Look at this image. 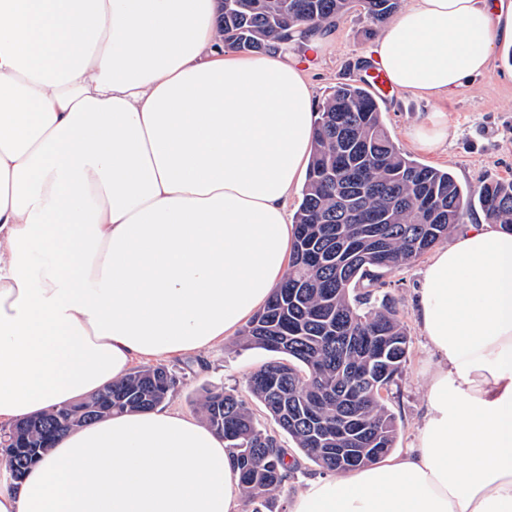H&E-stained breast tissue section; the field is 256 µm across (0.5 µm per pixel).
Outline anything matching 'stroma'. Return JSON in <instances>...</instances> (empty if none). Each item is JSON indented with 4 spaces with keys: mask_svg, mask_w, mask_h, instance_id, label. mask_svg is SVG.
Masks as SVG:
<instances>
[{
    "mask_svg": "<svg viewBox=\"0 0 512 512\" xmlns=\"http://www.w3.org/2000/svg\"><path fill=\"white\" fill-rule=\"evenodd\" d=\"M325 40L318 50H289L299 60L311 81L315 103H322L337 85L362 80L366 71L362 56L377 35L375 27L354 11L324 28ZM385 125L400 150L427 165L449 170L466 188L482 182L512 180V45L497 47L488 69L467 80L446 100L422 99L402 92L380 97ZM434 112L448 115L447 143L433 153L420 151L409 138L410 131ZM429 263L421 257L410 266L381 278L380 293L388 295L403 322L408 355L401 374L392 384L387 405L398 423L396 452L416 441L427 400V380L433 362L415 318V290ZM261 349H244L225 339L204 353L202 359L178 356L167 359L178 373L181 385L170 409L194 414V403L209 383L245 392L250 375L268 361Z\"/></svg>",
    "mask_w": 512,
    "mask_h": 512,
    "instance_id": "obj_1",
    "label": "stroma"
}]
</instances>
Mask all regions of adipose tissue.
I'll list each match as a JSON object with an SVG mask.
<instances>
[{
    "instance_id": "obj_1",
    "label": "adipose tissue",
    "mask_w": 512,
    "mask_h": 512,
    "mask_svg": "<svg viewBox=\"0 0 512 512\" xmlns=\"http://www.w3.org/2000/svg\"><path fill=\"white\" fill-rule=\"evenodd\" d=\"M220 0H0V425L134 360L204 352L284 279L313 90L215 38ZM512 42L489 0H408L369 57L445 98ZM435 359L416 443L306 482L289 512H512V232L467 224L426 267ZM223 438L158 408L59 437L0 512H241Z\"/></svg>"
}]
</instances>
